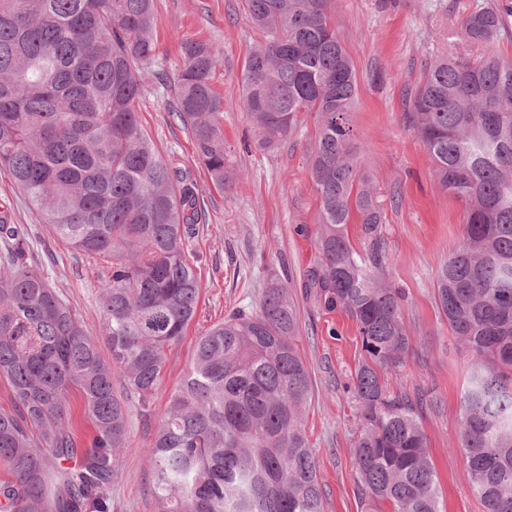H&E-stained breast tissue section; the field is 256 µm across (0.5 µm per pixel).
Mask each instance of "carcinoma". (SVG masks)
Returning a JSON list of instances; mask_svg holds the SVG:
<instances>
[{
  "label": "carcinoma",
  "instance_id": "carcinoma-1",
  "mask_svg": "<svg viewBox=\"0 0 512 512\" xmlns=\"http://www.w3.org/2000/svg\"><path fill=\"white\" fill-rule=\"evenodd\" d=\"M264 40L245 61L242 103L270 151L300 114L314 113L310 175L319 198L320 303L361 337L354 444L365 512H441L421 412L385 374L411 345L403 296L392 287L384 209L362 172L348 113L352 60L331 0H244ZM155 0H0V172L40 223L83 255L108 263L103 336L29 257L28 229L0 209V512H109L107 491L126 448L127 407L159 389L168 348L184 336L200 295L186 237L205 219L196 188L144 133L143 69L158 55ZM466 39L493 41L501 17L482 9ZM175 115L197 163L229 185L224 96L212 84L220 51L181 45ZM410 125L439 185L465 206L460 244L436 273V302L473 356L461 395L459 452L484 512H512V60L442 57L417 84ZM358 224L359 253L348 233ZM288 282L272 281L256 314L209 327L192 367L169 395L152 443L156 512H324L304 410L309 370L295 344ZM77 392L94 432L80 448L67 422Z\"/></svg>",
  "mask_w": 512,
  "mask_h": 512
}]
</instances>
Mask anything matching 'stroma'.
I'll use <instances>...</instances> for the list:
<instances>
[{
	"label": "stroma",
	"instance_id": "stroma-1",
	"mask_svg": "<svg viewBox=\"0 0 512 512\" xmlns=\"http://www.w3.org/2000/svg\"><path fill=\"white\" fill-rule=\"evenodd\" d=\"M503 13L497 38L481 46L466 40L461 24L472 11ZM336 32L357 73V102L350 114L354 140L366 149L364 171L384 208L389 273L404 293V319L412 338L407 363L388 375L393 389L418 390L433 404L422 417L436 467L442 512H483L457 450L460 396L471 363L435 299L441 260L463 233V205L441 189L429 154L409 123L411 94L435 58L476 57L484 51L512 57V0H333ZM155 37L161 47L146 78L142 127L160 153L186 170L207 220L187 245L197 256L201 292L196 315L180 342L167 351L162 383L149 406L127 401L128 450L112 485L111 512H155L149 461L143 453L171 390L193 362L194 345L233 310L259 312L267 285L286 281L299 311L296 344L312 377L305 432L324 488V512H363L355 481L353 443L358 403L352 379L364 354L355 324L324 310L311 283L317 246L319 199L309 173L315 119L301 115L276 150L253 147V128L240 105L249 52L262 39L244 0H156ZM201 39L220 47L214 85L224 97V146L234 180L216 187L194 158L189 132L174 114L180 43ZM30 230V253L77 316L101 335V265L54 239L38 223L25 197L0 173V207Z\"/></svg>",
	"mask_w": 512,
	"mask_h": 512
}]
</instances>
